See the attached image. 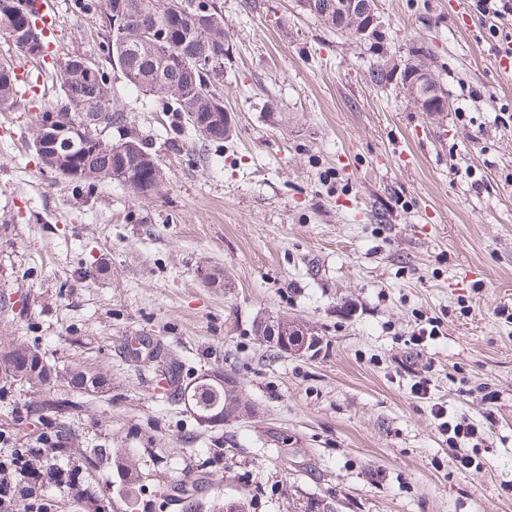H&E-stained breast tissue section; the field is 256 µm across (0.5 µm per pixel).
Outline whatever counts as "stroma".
<instances>
[{"instance_id": "35a3bbf8", "label": "stroma", "mask_w": 512, "mask_h": 512, "mask_svg": "<svg viewBox=\"0 0 512 512\" xmlns=\"http://www.w3.org/2000/svg\"><path fill=\"white\" fill-rule=\"evenodd\" d=\"M57 2L61 56L106 73L165 173L147 198L66 182L32 144L55 97L0 107V341L106 376L109 392L64 415L82 447L136 464L130 504L109 467L91 471L105 512H183L166 489L208 458L201 512L240 499L248 512H512V77L494 62L512 19L492 36L475 0H374L376 30L357 40L303 0H213L234 136L204 151L112 68L101 11ZM375 61L396 78L373 84ZM418 61L448 111H419L403 89ZM204 267L226 287L206 286ZM277 319L316 350L274 353L256 328ZM431 322L437 335L414 345ZM129 336L160 342L184 377L232 375L252 415L200 424ZM40 401L0 402V433L39 434ZM436 404L489 422L481 467L454 465Z\"/></svg>"}]
</instances>
